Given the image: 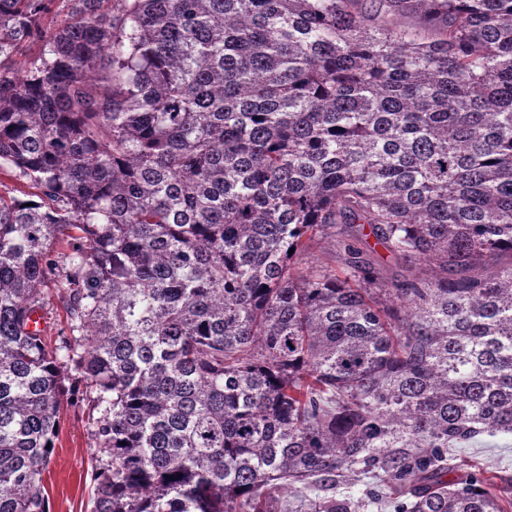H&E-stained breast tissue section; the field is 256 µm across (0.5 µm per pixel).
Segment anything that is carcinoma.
Masks as SVG:
<instances>
[{"label":"carcinoma","instance_id":"1","mask_svg":"<svg viewBox=\"0 0 512 512\" xmlns=\"http://www.w3.org/2000/svg\"><path fill=\"white\" fill-rule=\"evenodd\" d=\"M4 172L0 512L83 400L91 512H506L512 0H0ZM328 233L319 243L314 246L303 258L299 257L300 266L307 267L316 264H328L336 268L339 258H337L336 247ZM49 300L42 311L45 316L46 334L45 341L49 347L59 344L64 336L68 334L65 312V297L61 295L54 287L53 283L48 284ZM450 463L457 466L456 475L477 474V476L497 475L496 482L501 478L508 482L512 498V435L483 434L471 441L467 448H455L448 455ZM454 472L450 477L455 476Z\"/></svg>","mask_w":512,"mask_h":512}]
</instances>
